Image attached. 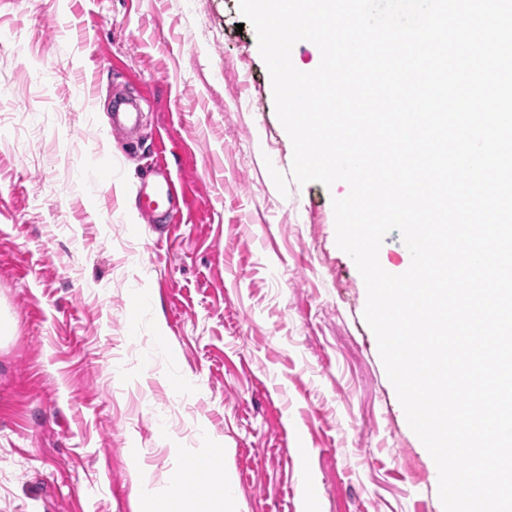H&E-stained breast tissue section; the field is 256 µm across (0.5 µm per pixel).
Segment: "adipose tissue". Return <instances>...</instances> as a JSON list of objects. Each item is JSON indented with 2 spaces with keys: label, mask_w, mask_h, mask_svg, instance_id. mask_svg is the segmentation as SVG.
I'll return each instance as SVG.
<instances>
[{
  "label": "adipose tissue",
  "mask_w": 512,
  "mask_h": 512,
  "mask_svg": "<svg viewBox=\"0 0 512 512\" xmlns=\"http://www.w3.org/2000/svg\"><path fill=\"white\" fill-rule=\"evenodd\" d=\"M185 478L169 488L170 512H224L233 500L232 483L221 476V458L201 456L185 462Z\"/></svg>",
  "instance_id": "adipose-tissue-1"
}]
</instances>
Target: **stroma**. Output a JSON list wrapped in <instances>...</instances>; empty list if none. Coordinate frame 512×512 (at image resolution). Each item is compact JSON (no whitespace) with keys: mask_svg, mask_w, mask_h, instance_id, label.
Segmentation results:
<instances>
[{"mask_svg":"<svg viewBox=\"0 0 512 512\" xmlns=\"http://www.w3.org/2000/svg\"><path fill=\"white\" fill-rule=\"evenodd\" d=\"M143 99L140 143L109 134ZM164 141L181 223L136 189ZM239 0H0V512H157L222 451L233 512H443Z\"/></svg>","mask_w":512,"mask_h":512,"instance_id":"stroma-1","label":"stroma"}]
</instances>
